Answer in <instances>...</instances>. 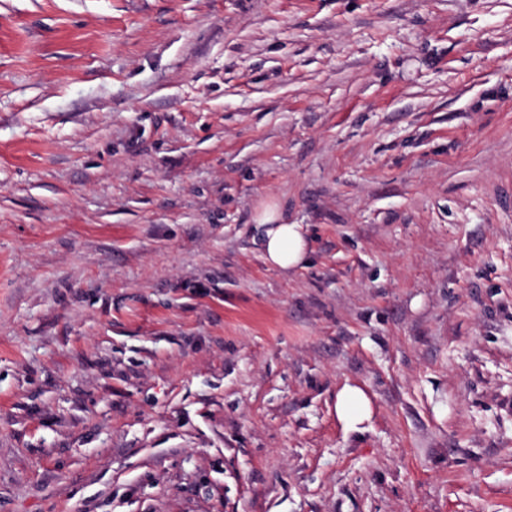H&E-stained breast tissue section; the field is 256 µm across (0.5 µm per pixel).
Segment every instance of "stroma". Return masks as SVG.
Instances as JSON below:
<instances>
[{
	"label": "stroma",
	"mask_w": 512,
	"mask_h": 512,
	"mask_svg": "<svg viewBox=\"0 0 512 512\" xmlns=\"http://www.w3.org/2000/svg\"><path fill=\"white\" fill-rule=\"evenodd\" d=\"M0 512H512V0H0ZM279 214L267 211L260 225H264L263 255L265 261L278 269H294L305 263L309 244L300 224L276 223ZM371 403L359 387L345 385L336 395V414L350 426L362 423L371 416Z\"/></svg>",
	"instance_id": "35a3bbf8"
}]
</instances>
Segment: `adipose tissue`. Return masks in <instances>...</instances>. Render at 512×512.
Here are the masks:
<instances>
[{
	"label": "adipose tissue",
	"instance_id": "obj_1",
	"mask_svg": "<svg viewBox=\"0 0 512 512\" xmlns=\"http://www.w3.org/2000/svg\"><path fill=\"white\" fill-rule=\"evenodd\" d=\"M265 227L263 255L265 261L278 269H294L305 263L309 244L302 225L280 222L277 212L262 216Z\"/></svg>",
	"mask_w": 512,
	"mask_h": 512
}]
</instances>
